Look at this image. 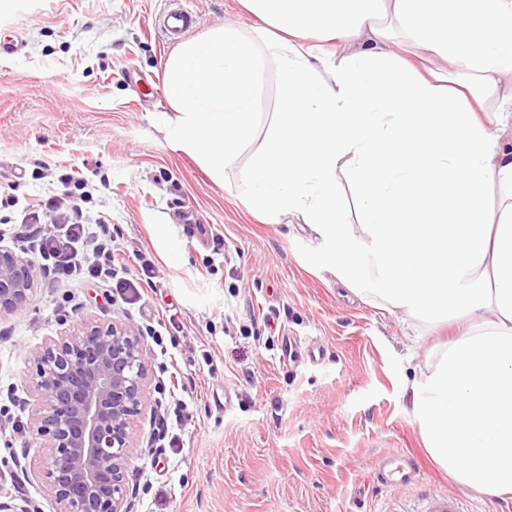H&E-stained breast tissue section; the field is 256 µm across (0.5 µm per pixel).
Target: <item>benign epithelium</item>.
<instances>
[{"label":"benign epithelium","mask_w":512,"mask_h":512,"mask_svg":"<svg viewBox=\"0 0 512 512\" xmlns=\"http://www.w3.org/2000/svg\"><path fill=\"white\" fill-rule=\"evenodd\" d=\"M35 267L0 247V316L21 310ZM150 381L141 337L88 321L33 355L30 432L43 441L42 477L58 512H130L126 472Z\"/></svg>","instance_id":"obj_1"}]
</instances>
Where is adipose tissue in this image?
<instances>
[{"instance_id":"ef3b65f1","label":"adipose tissue","mask_w":512,"mask_h":512,"mask_svg":"<svg viewBox=\"0 0 512 512\" xmlns=\"http://www.w3.org/2000/svg\"><path fill=\"white\" fill-rule=\"evenodd\" d=\"M240 3L252 34L227 23L168 56L169 141L223 179L274 55L283 94L247 206L270 224L298 215L323 241L318 263L359 293L471 322L411 384V415L458 482L512 498V0ZM312 39L331 52L312 55ZM341 173L362 203L357 233L336 209Z\"/></svg>"}]
</instances>
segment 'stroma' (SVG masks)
I'll use <instances>...</instances> for the list:
<instances>
[{"instance_id":"35a3bbf8","label":"stroma","mask_w":512,"mask_h":512,"mask_svg":"<svg viewBox=\"0 0 512 512\" xmlns=\"http://www.w3.org/2000/svg\"><path fill=\"white\" fill-rule=\"evenodd\" d=\"M166 0H0V246L14 247L22 212L55 195L107 220L129 277L153 270L146 301L128 304L96 278L56 286L39 274L26 307L0 317V401L30 420V356L85 321L143 334L151 381L127 469L131 512H420L426 498L461 499L464 512H512L427 456L406 391L465 324L416 319L357 295L312 259L322 243L301 220L268 224L245 205L249 159L276 122L282 97L268 61L252 142L217 182L175 150L158 120L168 111L163 62L172 51L153 18ZM195 36L231 21L252 30L239 0H190ZM154 76V87L144 79ZM89 191L80 200L74 181ZM175 319L168 347L186 391L178 444L152 435L161 356L146 325ZM152 482L137 474L152 452ZM0 462L14 512H56L42 478L46 454L29 431ZM401 454L412 485H381L373 463Z\"/></svg>"}]
</instances>
